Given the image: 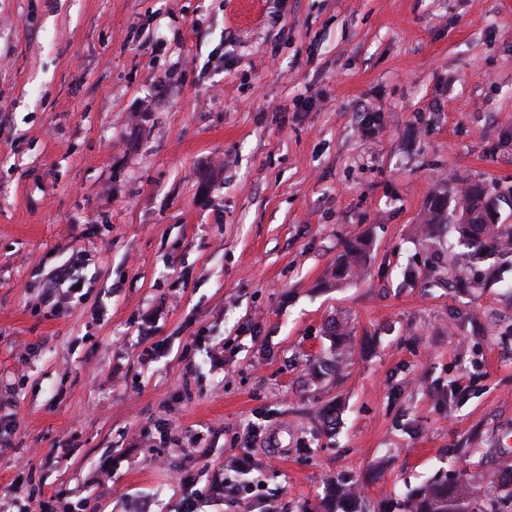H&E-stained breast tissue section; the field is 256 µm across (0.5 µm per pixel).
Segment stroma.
Listing matches in <instances>:
<instances>
[{"label": "stroma", "mask_w": 512, "mask_h": 512, "mask_svg": "<svg viewBox=\"0 0 512 512\" xmlns=\"http://www.w3.org/2000/svg\"><path fill=\"white\" fill-rule=\"evenodd\" d=\"M476 181L512 226V0H0V512H405L512 458V248L422 231ZM360 497L357 485L349 480H341L336 486L334 511L330 512H356L355 506Z\"/></svg>", "instance_id": "stroma-1"}]
</instances>
